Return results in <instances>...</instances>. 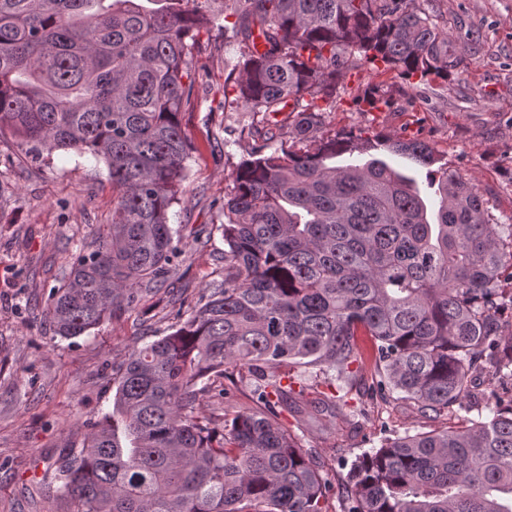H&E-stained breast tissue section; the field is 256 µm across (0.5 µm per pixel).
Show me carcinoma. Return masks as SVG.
I'll return each instance as SVG.
<instances>
[{
	"label": "carcinoma",
	"instance_id": "carcinoma-1",
	"mask_svg": "<svg viewBox=\"0 0 512 512\" xmlns=\"http://www.w3.org/2000/svg\"><path fill=\"white\" fill-rule=\"evenodd\" d=\"M0 0V133L29 150H74L103 161L112 224L82 250L44 318L56 335H89L136 312L181 254L169 224L182 200L191 144L179 115L193 91L201 0ZM224 26L244 45L237 97L260 112H296L316 131L320 102L359 54L400 75L452 76V36L415 0H239ZM236 170L224 199V283L173 331L135 346L112 374V409L60 466L57 492L79 512H326L324 464L280 421L341 415L325 392L348 382L369 338L377 391H399L428 416L488 383L512 384V268L485 200L456 169L429 171L434 215L385 150L435 164L417 141L353 134L311 150L265 152ZM255 381L251 405L218 427L199 398L226 366ZM294 367L335 374L294 390ZM344 512H512V399L452 428L386 437L343 461Z\"/></svg>",
	"mask_w": 512,
	"mask_h": 512
}]
</instances>
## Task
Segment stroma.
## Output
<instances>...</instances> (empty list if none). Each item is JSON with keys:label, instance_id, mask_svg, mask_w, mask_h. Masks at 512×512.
<instances>
[{"label": "stroma", "instance_id": "1", "mask_svg": "<svg viewBox=\"0 0 512 512\" xmlns=\"http://www.w3.org/2000/svg\"><path fill=\"white\" fill-rule=\"evenodd\" d=\"M453 33L464 62L449 79L402 78L362 58L325 103L315 139L350 132L426 142L483 195L495 224H512V0H415ZM225 0H207L211 18L194 58L195 84L181 114L191 143L186 195L170 211L180 228L181 253L168 291L148 302L146 314L104 323L91 335L56 336L39 312L68 274L82 244L106 235L112 221V183L91 155L59 151L46 160L24 154L11 134L0 135V512H76L58 494L63 456L79 452L92 424L112 406V369L142 338L170 333L169 304H188L224 279V198L240 163L258 141L265 113L235 99L226 79L242 46L224 29ZM388 98L375 110L368 90ZM362 406L358 426L282 414L302 435L305 450L325 462L333 486L326 508L342 512L343 461L405 432L456 425L457 411L422 416L400 394L348 391Z\"/></svg>", "mask_w": 512, "mask_h": 512}]
</instances>
